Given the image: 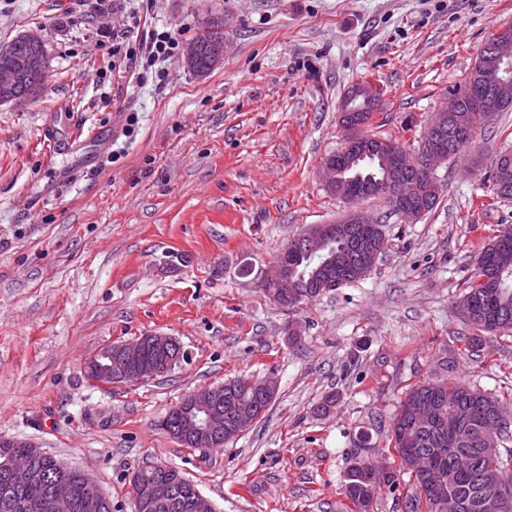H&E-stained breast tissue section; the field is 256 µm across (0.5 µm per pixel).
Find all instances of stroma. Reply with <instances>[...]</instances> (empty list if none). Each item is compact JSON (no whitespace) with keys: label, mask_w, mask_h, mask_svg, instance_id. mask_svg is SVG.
I'll return each instance as SVG.
<instances>
[{"label":"stroma","mask_w":512,"mask_h":512,"mask_svg":"<svg viewBox=\"0 0 512 512\" xmlns=\"http://www.w3.org/2000/svg\"><path fill=\"white\" fill-rule=\"evenodd\" d=\"M145 36L186 43L224 22V62L200 78L180 57L165 83L112 70L91 0H0V44L35 30L46 81L0 104V436L26 439L88 471L133 512L131 475L164 463L216 512H348L342 491L358 432L370 460L405 385L444 378L512 394V337L471 360L454 300L480 249L512 224V201L483 206V179L512 150V112L479 128L438 169L435 208L416 223L366 201L388 247L366 279L290 312L258 288L288 242L336 221L322 166L341 148L342 99L381 91L365 131L417 151L431 117L463 87L512 0H125ZM112 133L118 159L63 183L80 154L45 164L44 142L73 130ZM37 208H30V200ZM303 334L289 344L288 320ZM176 338L171 372L101 391L84 365L145 333ZM275 376L267 415L221 448L189 449L157 427L197 389ZM340 399L316 413L322 395Z\"/></svg>","instance_id":"35a3bbf8"}]
</instances>
